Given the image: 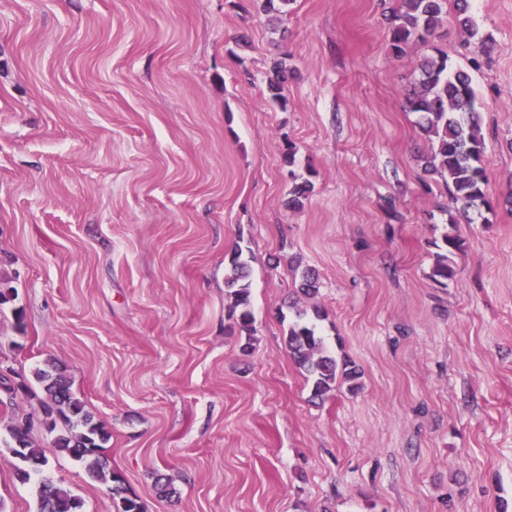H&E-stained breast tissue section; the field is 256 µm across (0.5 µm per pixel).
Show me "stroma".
Segmentation results:
<instances>
[{
	"label": "stroma",
	"instance_id": "1",
	"mask_svg": "<svg viewBox=\"0 0 512 512\" xmlns=\"http://www.w3.org/2000/svg\"><path fill=\"white\" fill-rule=\"evenodd\" d=\"M397 3L0 0V360L30 386L66 368L145 512H512V0H472L495 40L470 72L494 210L452 225L405 93L432 47L478 50L450 18L394 56ZM290 142L314 185L299 209ZM447 232L463 250L442 286ZM241 238L250 337L224 288ZM297 260L325 344L362 373L317 404L286 345ZM14 465L0 447V512H36ZM51 473L114 512L70 457ZM287 72L288 66L286 61H280L275 67L273 75L268 78L266 85L270 101L282 109L286 108L288 102L286 95L284 94V83L287 79ZM442 240L443 247L435 244L440 248V252L433 255L430 278L438 284L447 285L448 280L452 279L455 273L451 256L462 251V243L458 237L448 233L443 235Z\"/></svg>",
	"mask_w": 512,
	"mask_h": 512
}]
</instances>
